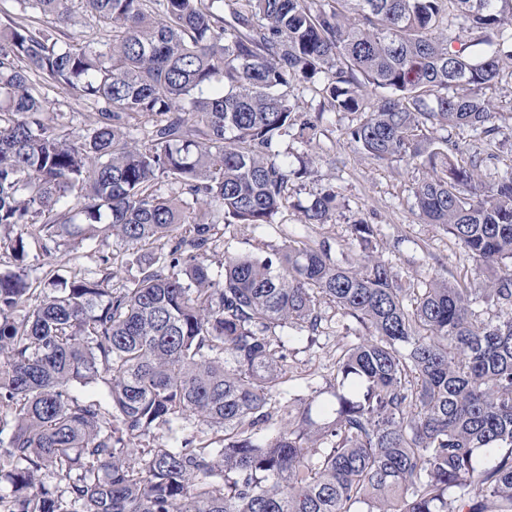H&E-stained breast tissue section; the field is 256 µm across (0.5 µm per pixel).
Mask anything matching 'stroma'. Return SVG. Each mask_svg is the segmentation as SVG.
<instances>
[{"mask_svg":"<svg viewBox=\"0 0 512 512\" xmlns=\"http://www.w3.org/2000/svg\"><path fill=\"white\" fill-rule=\"evenodd\" d=\"M40 91L71 131L78 134L90 125L93 109L89 103L75 100L51 84L41 85ZM295 102L303 118L317 119L315 135L310 140L296 134L283 137L279 149L289 160L308 155L313 163L307 174L289 181L288 202L274 223L225 227L207 252L212 272L223 271L225 251L263 258L280 249L289 237L326 243L333 258H343L356 250L351 224L363 219L375 229L379 255L403 280L420 282L435 276L460 280L473 273L475 261L442 229L422 220L414 197L423 175L418 165L405 160L378 162L356 149L348 132L359 122V114L322 112V98L306 89L296 90ZM327 190L337 194L330 218L322 224L304 223L302 207L313 195ZM101 254L112 258V287H121L126 280V252L110 238L75 244L70 252H56L48 259L41 249L34 248L29 261L38 266L51 262L53 270L67 278L95 265ZM325 315L331 323L316 340L295 332L286 338L289 357L299 374L293 393L302 404L315 409L323 402L318 391L325 388L332 372L331 355L337 343L343 336L364 333L353 319L334 309H326Z\"/></svg>","mask_w":512,"mask_h":512,"instance_id":"1","label":"stroma"}]
</instances>
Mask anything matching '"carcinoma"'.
Returning <instances> with one entry per match:
<instances>
[{
	"mask_svg": "<svg viewBox=\"0 0 512 512\" xmlns=\"http://www.w3.org/2000/svg\"><path fill=\"white\" fill-rule=\"evenodd\" d=\"M15 2L24 14L0 20V228H21L0 235V512H512V171L478 181L512 141L484 94L512 82V0ZM29 9L110 38L62 48ZM33 75L97 106L84 135L53 121ZM300 84L363 114L349 137L365 155L423 169L418 209L472 277L403 284L366 254L361 219L363 257L290 240L228 253L213 278L218 225L275 223L300 175L279 150ZM464 127L480 145L453 140ZM336 200L315 195L305 223ZM100 235L169 250L132 253L120 288L103 255L29 305L31 245ZM325 304L369 334L336 348L317 421L276 328L316 335ZM98 383L106 405L72 393Z\"/></svg>",
	"mask_w": 512,
	"mask_h": 512,
	"instance_id": "obj_1",
	"label": "carcinoma"
}]
</instances>
